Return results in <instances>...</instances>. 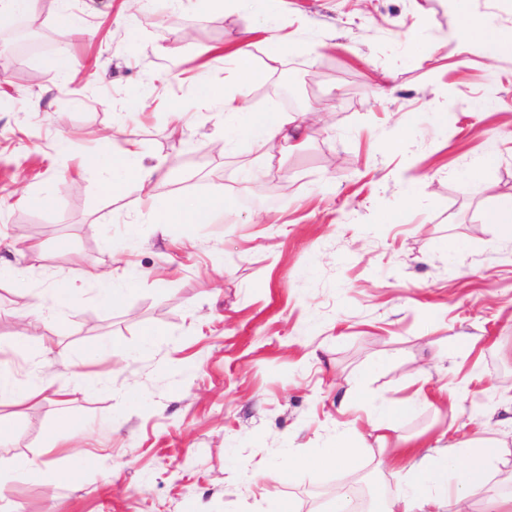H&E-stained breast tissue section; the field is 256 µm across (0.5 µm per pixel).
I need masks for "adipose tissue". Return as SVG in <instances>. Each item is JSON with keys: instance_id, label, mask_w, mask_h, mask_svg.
I'll use <instances>...</instances> for the list:
<instances>
[{"instance_id": "ef3b65f1", "label": "adipose tissue", "mask_w": 512, "mask_h": 512, "mask_svg": "<svg viewBox=\"0 0 512 512\" xmlns=\"http://www.w3.org/2000/svg\"><path fill=\"white\" fill-rule=\"evenodd\" d=\"M205 97L220 105L225 119L248 115L249 126L258 147L296 146L303 134V125L292 117L271 121L257 113H247L237 96L222 88L203 84ZM501 445L493 438L446 448L438 460L411 452L409 477L402 493L387 497L376 495L370 512H427L428 508L448 507L450 512H470L472 497L487 487L490 474L501 461ZM462 471L463 478L451 480L453 471Z\"/></svg>"}]
</instances>
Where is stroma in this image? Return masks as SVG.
<instances>
[{"mask_svg":"<svg viewBox=\"0 0 512 512\" xmlns=\"http://www.w3.org/2000/svg\"><path fill=\"white\" fill-rule=\"evenodd\" d=\"M64 9L76 26L58 24ZM259 9L269 29L253 38L250 84L218 60L248 23L228 4L30 12L39 46L0 77V266L18 271L0 279V347L17 378L47 388L0 407L8 512H324L337 471L289 462L351 427L367 433L352 479L393 492L409 461L366 430L383 401L411 402L398 433L435 452L482 418L512 462V237L486 220L512 199V53L441 38L479 14L512 42V0ZM62 51L72 71L49 79ZM204 79L259 114L310 112L307 139L257 168L246 133L224 146ZM131 140L166 174L143 197L84 164ZM175 195L224 209L158 229ZM101 271L121 275V305L98 302ZM61 281L76 308L21 340L36 292ZM17 459L47 466L32 479Z\"/></svg>","mask_w":512,"mask_h":512,"instance_id":"1","label":"stroma"}]
</instances>
